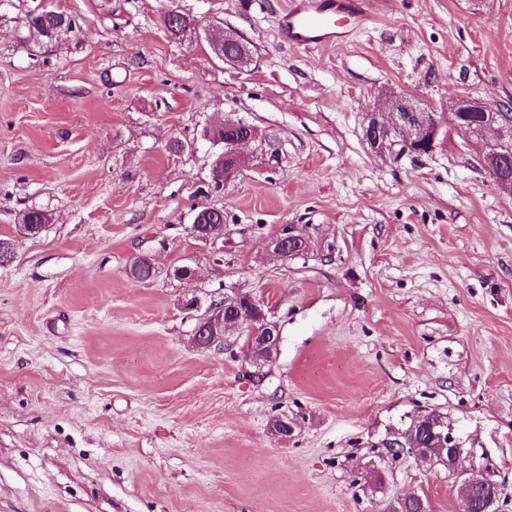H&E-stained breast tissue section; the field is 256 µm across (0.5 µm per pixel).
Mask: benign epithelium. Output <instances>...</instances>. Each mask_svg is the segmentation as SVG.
Masks as SVG:
<instances>
[{
    "mask_svg": "<svg viewBox=\"0 0 512 512\" xmlns=\"http://www.w3.org/2000/svg\"><path fill=\"white\" fill-rule=\"evenodd\" d=\"M451 123L456 128L485 139L484 161L487 167L502 172L496 180L498 188L512 192V176L504 175L512 167V123L498 112L489 110L482 102L460 99L451 108ZM442 127L437 113L429 111L421 103L405 94L391 93L378 109L368 113L363 127V138L371 150L384 154L398 151L400 154H419L432 151ZM295 224L281 225L267 243V250L294 258L301 256L295 251L297 231ZM255 305L260 301L237 288L224 289L223 303L210 304L206 313L198 318L192 336L198 348L210 349L224 345V308L240 309L243 300ZM278 340L277 324L267 313L260 314L258 321L250 325L246 346L253 363L262 366L273 358ZM427 431L432 435L435 449L414 448L409 441L393 444L418 457L435 452L438 462L447 465L448 478L461 482V512H498V496L488 494V489H500V483L487 474L481 478L467 476L462 445L452 429L440 417L429 416L425 420Z\"/></svg>",
    "mask_w": 512,
    "mask_h": 512,
    "instance_id": "benign-epithelium-1",
    "label": "benign epithelium"
}]
</instances>
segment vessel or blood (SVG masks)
<instances>
[{
  "instance_id": "b4317fda",
  "label": "vessel or blood",
  "mask_w": 512,
  "mask_h": 512,
  "mask_svg": "<svg viewBox=\"0 0 512 512\" xmlns=\"http://www.w3.org/2000/svg\"><path fill=\"white\" fill-rule=\"evenodd\" d=\"M366 0H289L276 37L292 48L334 44L370 22Z\"/></svg>"
}]
</instances>
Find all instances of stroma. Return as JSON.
Returning a JSON list of instances; mask_svg holds the SVG:
<instances>
[{
  "label": "stroma",
  "mask_w": 512,
  "mask_h": 512,
  "mask_svg": "<svg viewBox=\"0 0 512 512\" xmlns=\"http://www.w3.org/2000/svg\"><path fill=\"white\" fill-rule=\"evenodd\" d=\"M42 2L0 0V512H460L446 467L386 447L429 412L512 512V194L448 121L462 96L512 110V0H373L376 24L318 49L277 40L288 0H52L76 21L56 41L28 26ZM170 10L200 32L172 40ZM391 92L441 117L430 153L364 143ZM227 118L258 138L217 187L204 132ZM198 206L223 211L218 245ZM32 208L51 221L28 236ZM283 224L332 259H269ZM228 288L278 325L263 367L248 324L192 343L184 302Z\"/></svg>",
  "instance_id": "35a3bbf8"
}]
</instances>
